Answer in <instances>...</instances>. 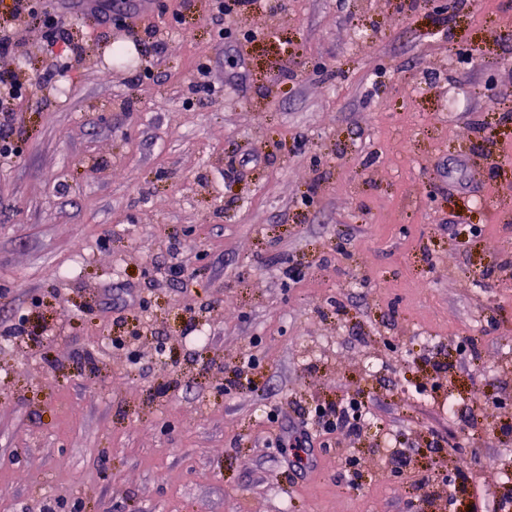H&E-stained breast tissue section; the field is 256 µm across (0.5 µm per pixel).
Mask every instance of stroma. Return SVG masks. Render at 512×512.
Masks as SVG:
<instances>
[{"mask_svg": "<svg viewBox=\"0 0 512 512\" xmlns=\"http://www.w3.org/2000/svg\"><path fill=\"white\" fill-rule=\"evenodd\" d=\"M218 24L209 0H153L123 26L72 8L82 60L45 85L39 30L12 22L0 71L34 93L0 165V512H496L512 492L485 471L512 472L494 433L512 425V0H288L225 19L234 37ZM203 62L212 96L190 88ZM174 263L185 281H167ZM349 396L369 409L359 437H314L302 459L273 445L300 431L295 406ZM432 463L464 477L423 500L411 476Z\"/></svg>", "mask_w": 512, "mask_h": 512, "instance_id": "35a3bbf8", "label": "stroma"}]
</instances>
